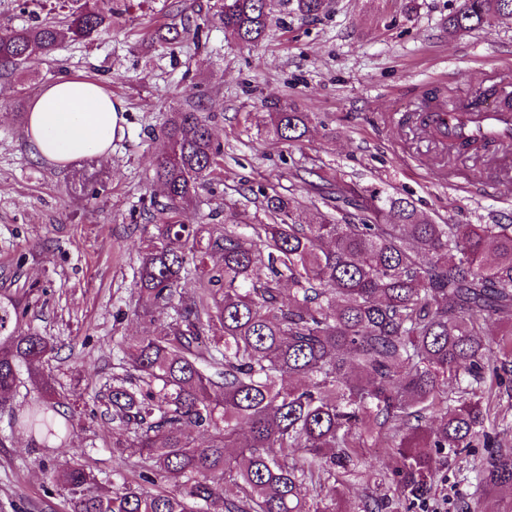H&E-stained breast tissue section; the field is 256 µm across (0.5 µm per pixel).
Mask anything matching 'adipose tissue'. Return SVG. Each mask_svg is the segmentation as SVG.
I'll use <instances>...</instances> for the list:
<instances>
[{"instance_id": "ef3b65f1", "label": "adipose tissue", "mask_w": 512, "mask_h": 512, "mask_svg": "<svg viewBox=\"0 0 512 512\" xmlns=\"http://www.w3.org/2000/svg\"><path fill=\"white\" fill-rule=\"evenodd\" d=\"M122 110L121 101L97 82L59 78L31 104L28 143L41 157L63 165L87 156L108 157Z\"/></svg>"}]
</instances>
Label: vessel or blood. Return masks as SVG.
I'll return each instance as SVG.
<instances>
[{
    "mask_svg": "<svg viewBox=\"0 0 512 512\" xmlns=\"http://www.w3.org/2000/svg\"><path fill=\"white\" fill-rule=\"evenodd\" d=\"M434 120L439 138L447 143L457 141L462 133L475 142L489 137H507L512 135V98L502 97L491 102L485 111L467 116L440 111Z\"/></svg>",
    "mask_w": 512,
    "mask_h": 512,
    "instance_id": "1",
    "label": "vessel or blood"
}]
</instances>
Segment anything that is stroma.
<instances>
[{
	"mask_svg": "<svg viewBox=\"0 0 512 512\" xmlns=\"http://www.w3.org/2000/svg\"><path fill=\"white\" fill-rule=\"evenodd\" d=\"M412 16L394 0H328L317 17L271 0L268 31L251 46L229 43L218 0H113L111 30L33 58L22 73L0 67V291L26 296L27 327L53 339L48 368L77 397L73 446L111 476L113 430L100 397L117 359L113 339H134L138 246L153 232L162 188L153 179L170 113L210 117L224 174L184 209L188 224H220L231 210L252 221L264 192L306 202L299 172L316 170L400 193L436 223L512 220V164L505 155L449 166L414 139L406 119L428 93L437 103L494 98L512 81V19L449 38L459 0H418ZM60 0H0V27L61 16ZM190 20L199 34L164 42L166 25ZM67 74L100 82L121 100L122 129L106 159L66 165L33 154L28 107ZM288 97L312 113L308 138L286 146L267 136L264 103ZM65 448H37L0 412V512H63V491L37 462H64ZM472 457L443 466L411 512H454L474 492Z\"/></svg>",
	"mask_w": 512,
	"mask_h": 512,
	"instance_id": "1",
	"label": "stroma"
}]
</instances>
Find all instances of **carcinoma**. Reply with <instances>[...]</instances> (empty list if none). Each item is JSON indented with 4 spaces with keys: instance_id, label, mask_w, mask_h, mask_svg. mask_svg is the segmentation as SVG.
I'll return each mask as SVG.
<instances>
[{
    "instance_id": "carcinoma-1",
    "label": "carcinoma",
    "mask_w": 512,
    "mask_h": 512,
    "mask_svg": "<svg viewBox=\"0 0 512 512\" xmlns=\"http://www.w3.org/2000/svg\"><path fill=\"white\" fill-rule=\"evenodd\" d=\"M67 2L62 18L1 32L0 65L21 71L112 27L105 0ZM324 8L294 0L303 18ZM268 15V0H224L217 19L235 44L254 45ZM511 16L512 0H460L445 26L461 36ZM265 105L269 135L287 145L307 136L310 113L286 97ZM222 171L209 117L172 113L154 167L166 203L138 248L142 332L113 344L132 373L112 375L104 395L127 435L112 448L115 480L77 448L61 464L38 461L67 512H334L343 480L323 489L336 474L386 484L373 464L357 471V449L381 441L397 460L395 488L364 495L359 512L425 501L440 466L476 446L479 496L456 512H485V494L512 492V449L491 413L512 400V224H436L404 197L326 184L317 171L308 206L263 195L266 223L240 224L231 211L222 227L180 221ZM192 274L207 287L186 300ZM27 311L0 293V408L30 385L14 426L38 448L65 447L73 419L45 371L54 345L22 327ZM192 429L208 440L195 443Z\"/></svg>"
}]
</instances>
